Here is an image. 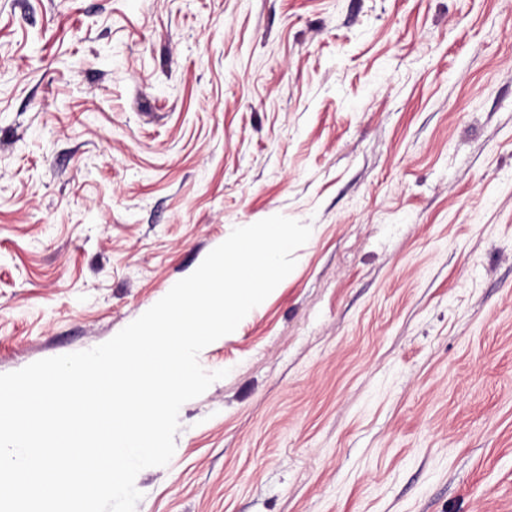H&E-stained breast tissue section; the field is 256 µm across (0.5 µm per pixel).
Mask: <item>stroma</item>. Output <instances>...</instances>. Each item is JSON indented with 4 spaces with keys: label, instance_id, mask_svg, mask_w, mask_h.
<instances>
[{
    "label": "stroma",
    "instance_id": "1",
    "mask_svg": "<svg viewBox=\"0 0 512 512\" xmlns=\"http://www.w3.org/2000/svg\"><path fill=\"white\" fill-rule=\"evenodd\" d=\"M275 214L136 512H512V0H0V373Z\"/></svg>",
    "mask_w": 512,
    "mask_h": 512
}]
</instances>
